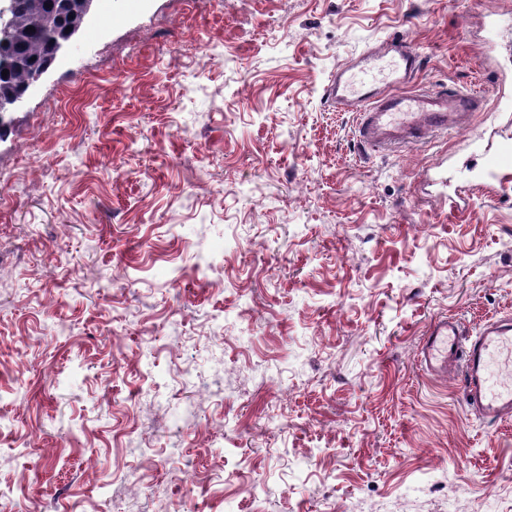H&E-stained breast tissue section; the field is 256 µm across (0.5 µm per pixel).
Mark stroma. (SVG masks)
Here are the masks:
<instances>
[{"label":"stroma","mask_w":512,"mask_h":512,"mask_svg":"<svg viewBox=\"0 0 512 512\" xmlns=\"http://www.w3.org/2000/svg\"><path fill=\"white\" fill-rule=\"evenodd\" d=\"M391 38L464 132L361 148ZM512 0H109L0 131V512H512V421L420 351L512 315ZM483 162L479 167L474 185L486 189L512 184V132L500 134L486 145H479Z\"/></svg>","instance_id":"obj_1"}]
</instances>
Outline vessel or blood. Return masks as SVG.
I'll return each instance as SVG.
<instances>
[{
  "mask_svg": "<svg viewBox=\"0 0 512 512\" xmlns=\"http://www.w3.org/2000/svg\"><path fill=\"white\" fill-rule=\"evenodd\" d=\"M421 56L404 40L390 39L338 71L328 95L337 108L359 115L358 142L372 150L405 147L438 133H454L470 121L483 103L475 91L412 95L370 94L378 72L400 83L419 69ZM483 162L476 186L492 189L512 184V132L480 146ZM425 371L435 377L461 370L467 408L488 423L512 420V317L486 322L477 336L465 337L460 326L440 318L430 326L421 349Z\"/></svg>",
  "mask_w": 512,
  "mask_h": 512,
  "instance_id": "1",
  "label": "vessel or blood"
}]
</instances>
